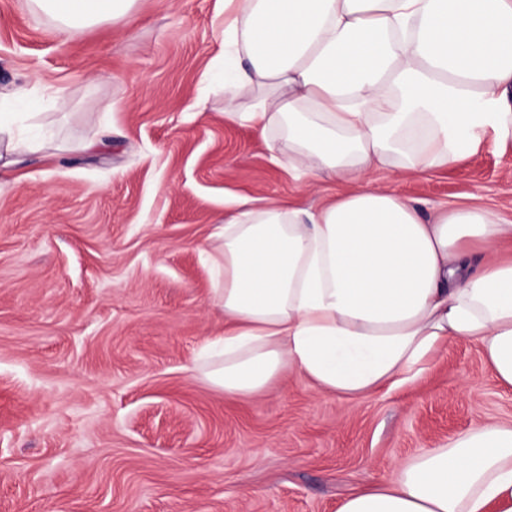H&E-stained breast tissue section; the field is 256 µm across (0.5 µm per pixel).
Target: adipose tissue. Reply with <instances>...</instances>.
Returning <instances> with one entry per match:
<instances>
[{
	"instance_id": "adipose-tissue-1",
	"label": "adipose tissue",
	"mask_w": 512,
	"mask_h": 512,
	"mask_svg": "<svg viewBox=\"0 0 512 512\" xmlns=\"http://www.w3.org/2000/svg\"><path fill=\"white\" fill-rule=\"evenodd\" d=\"M30 2L74 39L127 18L135 0ZM223 35L225 120L279 131L281 162L357 189L315 209L229 200L214 259L224 359L208 380L245 396L289 369L351 400L412 382L465 338L512 386V259L492 254L512 224L475 206L426 219L372 179L512 140V0H224ZM24 99L21 87L0 88L2 171L30 148L7 119ZM338 512H512V426L476 427Z\"/></svg>"
}]
</instances>
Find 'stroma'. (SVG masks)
Returning a JSON list of instances; mask_svg holds the SVG:
<instances>
[{"label": "stroma", "mask_w": 512, "mask_h": 512, "mask_svg": "<svg viewBox=\"0 0 512 512\" xmlns=\"http://www.w3.org/2000/svg\"><path fill=\"white\" fill-rule=\"evenodd\" d=\"M224 0H136L73 40L0 0L9 120L52 137L0 186V512H337L359 484L470 429L512 423V388L453 339L407 386L341 400L285 373L228 396L198 355L224 333L208 261L228 197L317 208L353 189L282 165L205 85ZM64 89L66 107L56 103ZM388 184L422 215L512 223V144Z\"/></svg>", "instance_id": "35a3bbf8"}]
</instances>
